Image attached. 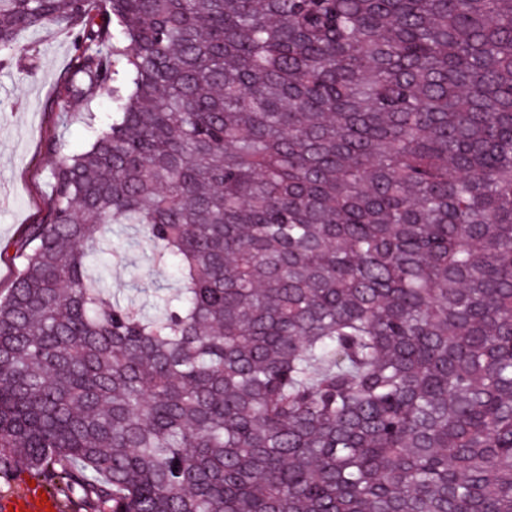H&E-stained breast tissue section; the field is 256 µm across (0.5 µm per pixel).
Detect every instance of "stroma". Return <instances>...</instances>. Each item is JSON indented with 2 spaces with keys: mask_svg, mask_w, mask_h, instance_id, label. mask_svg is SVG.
I'll use <instances>...</instances> for the list:
<instances>
[{
  "mask_svg": "<svg viewBox=\"0 0 512 512\" xmlns=\"http://www.w3.org/2000/svg\"><path fill=\"white\" fill-rule=\"evenodd\" d=\"M20 45L37 49L35 64L20 54L0 53V249L12 246L25 225L37 223L50 194L52 163L44 144L59 140L65 151L82 148L86 110L105 114L109 99L94 107L74 102L66 110L53 93L74 55L72 37L59 31L24 32ZM94 268L103 272L113 294L133 302L158 288H178L171 261H156L151 248L132 227H116L111 251L96 254Z\"/></svg>",
  "mask_w": 512,
  "mask_h": 512,
  "instance_id": "stroma-1",
  "label": "stroma"
}]
</instances>
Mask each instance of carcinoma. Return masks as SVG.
<instances>
[{
    "instance_id": "cac0c4a2",
    "label": "carcinoma",
    "mask_w": 512,
    "mask_h": 512,
    "mask_svg": "<svg viewBox=\"0 0 512 512\" xmlns=\"http://www.w3.org/2000/svg\"><path fill=\"white\" fill-rule=\"evenodd\" d=\"M73 35L0 260V481L81 512H512V0H0ZM134 224L183 288L115 298Z\"/></svg>"
}]
</instances>
